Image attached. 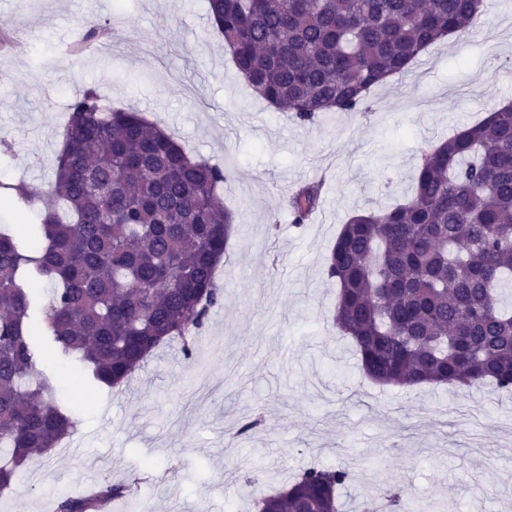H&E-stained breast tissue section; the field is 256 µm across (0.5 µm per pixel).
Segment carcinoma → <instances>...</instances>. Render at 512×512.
<instances>
[{
    "label": "carcinoma",
    "instance_id": "obj_1",
    "mask_svg": "<svg viewBox=\"0 0 512 512\" xmlns=\"http://www.w3.org/2000/svg\"><path fill=\"white\" fill-rule=\"evenodd\" d=\"M484 0H209L213 27L250 89L302 122L357 112L372 88L403 74L442 38L465 33ZM91 21L80 38L101 42ZM54 180L0 184V200L39 213L21 237L0 229V492L75 421L36 371L31 284L52 285L45 335L93 380L117 387L160 346L183 342L221 300L216 264L234 231L218 188L229 171L191 156L136 112L108 111L92 89L67 106ZM319 186L292 200L293 223ZM333 322L380 384L493 383L512 388V107L494 109L421 154L410 198L352 215L327 262ZM347 466L309 467L261 499L259 512H337ZM391 512H428L380 488ZM133 494L101 483L56 512H104Z\"/></svg>",
    "mask_w": 512,
    "mask_h": 512
}]
</instances>
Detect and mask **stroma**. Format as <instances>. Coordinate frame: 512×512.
I'll return each instance as SVG.
<instances>
[{"label":"stroma","mask_w":512,"mask_h":512,"mask_svg":"<svg viewBox=\"0 0 512 512\" xmlns=\"http://www.w3.org/2000/svg\"><path fill=\"white\" fill-rule=\"evenodd\" d=\"M486 4L468 33L374 88L365 110L302 122L247 88L207 0H0V32L26 46L0 50V183L52 180L67 104L94 87L226 168L236 221L215 278L222 300L192 358L173 341L112 389L75 358L38 362L75 429L0 493V512H54V489L78 495L146 472L111 512H252L244 492L271 494L314 464L351 466L342 512L385 483L438 512H512V392L371 381L332 323L326 275L342 225L401 201L423 147L512 101V0ZM90 19L109 24L108 42L71 54ZM313 180L319 207L295 224L288 199Z\"/></svg>","instance_id":"1"}]
</instances>
